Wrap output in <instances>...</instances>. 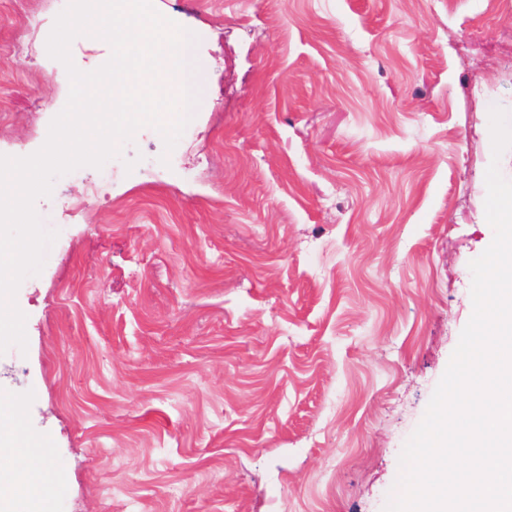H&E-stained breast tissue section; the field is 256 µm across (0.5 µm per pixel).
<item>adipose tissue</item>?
I'll return each mask as SVG.
<instances>
[{"mask_svg": "<svg viewBox=\"0 0 512 512\" xmlns=\"http://www.w3.org/2000/svg\"><path fill=\"white\" fill-rule=\"evenodd\" d=\"M16 413L6 398L0 396V456L8 455L16 465L0 475V506L6 512H48L36 504L34 494L39 483L49 481L45 450L37 442L19 440L10 425Z\"/></svg>", "mask_w": 512, "mask_h": 512, "instance_id": "ef3b65f1", "label": "adipose tissue"}]
</instances>
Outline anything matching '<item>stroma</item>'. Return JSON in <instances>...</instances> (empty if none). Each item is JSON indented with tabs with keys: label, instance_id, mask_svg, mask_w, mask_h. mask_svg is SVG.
<instances>
[{
	"label": "stroma",
	"instance_id": "1",
	"mask_svg": "<svg viewBox=\"0 0 512 512\" xmlns=\"http://www.w3.org/2000/svg\"><path fill=\"white\" fill-rule=\"evenodd\" d=\"M68 0H0V154L66 105ZM205 63L173 150L144 127L36 200L58 237L0 355L51 512H383L469 321L496 0H153Z\"/></svg>",
	"mask_w": 512,
	"mask_h": 512
}]
</instances>
